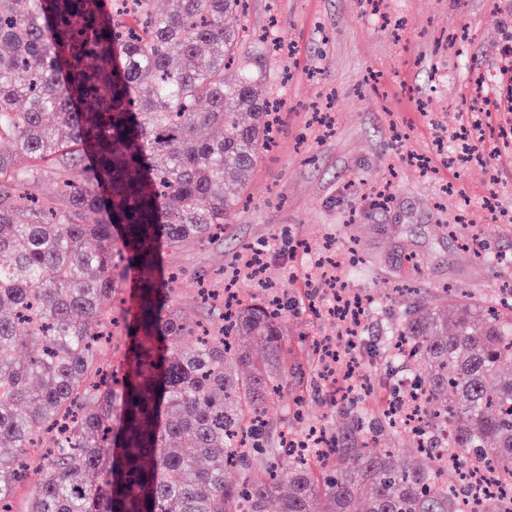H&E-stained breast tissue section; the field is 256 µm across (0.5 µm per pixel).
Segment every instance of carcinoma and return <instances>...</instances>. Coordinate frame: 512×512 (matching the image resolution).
Here are the masks:
<instances>
[{
	"mask_svg": "<svg viewBox=\"0 0 512 512\" xmlns=\"http://www.w3.org/2000/svg\"><path fill=\"white\" fill-rule=\"evenodd\" d=\"M165 2L0 0V512L23 481L24 512H512V307L450 287L394 331L421 385L415 456L434 467L394 464L389 402L318 448L265 453L280 301L237 297L213 330L157 261L224 234L274 107L252 67L224 81L246 0ZM131 268L119 321L101 299ZM474 470L502 487L479 511Z\"/></svg>",
	"mask_w": 512,
	"mask_h": 512,
	"instance_id": "cac0c4a2",
	"label": "carcinoma"
}]
</instances>
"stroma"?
I'll use <instances>...</instances> for the list:
<instances>
[{"instance_id": "obj_1", "label": "stroma", "mask_w": 512, "mask_h": 512, "mask_svg": "<svg viewBox=\"0 0 512 512\" xmlns=\"http://www.w3.org/2000/svg\"><path fill=\"white\" fill-rule=\"evenodd\" d=\"M244 23L253 35L240 58L260 67L280 103L275 143L223 238L186 242L160 265L181 271L186 315L217 328L196 271L215 294L231 284L247 296L243 262L262 252L285 307L280 389L263 431L277 448L307 423L342 433L352 408L371 403L360 388L336 400L320 372L317 344L348 348L328 312L330 275L372 302L358 374L379 397L392 357L383 338L410 303L401 285L432 303L446 285L480 295L512 277V76L502 52L512 0H249ZM474 108L490 149L449 164Z\"/></svg>"}]
</instances>
